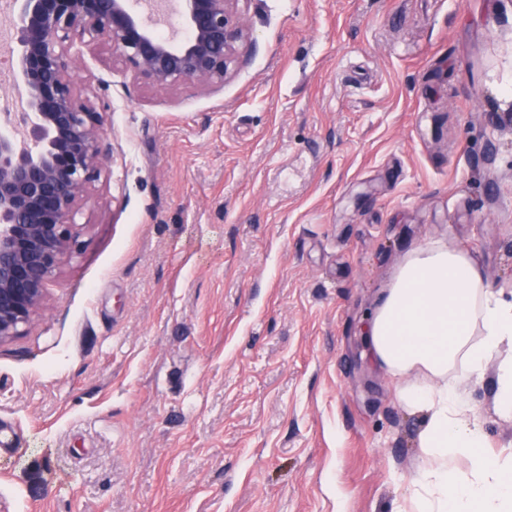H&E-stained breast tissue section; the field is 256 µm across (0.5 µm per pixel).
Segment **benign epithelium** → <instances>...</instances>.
I'll return each instance as SVG.
<instances>
[{"mask_svg":"<svg viewBox=\"0 0 512 512\" xmlns=\"http://www.w3.org/2000/svg\"><path fill=\"white\" fill-rule=\"evenodd\" d=\"M187 30L173 43L133 0H10L13 82L24 111L0 114V344L20 335L76 247L80 205L109 152L103 113L83 99L69 42L105 44L133 79L173 92L221 85L247 59L242 0H177Z\"/></svg>","mask_w":512,"mask_h":512,"instance_id":"7a95c632","label":"benign epithelium"}]
</instances>
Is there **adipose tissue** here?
I'll list each match as a JSON object with an SVG mask.
<instances>
[{
	"label": "adipose tissue",
	"instance_id": "ef3b65f1",
	"mask_svg": "<svg viewBox=\"0 0 512 512\" xmlns=\"http://www.w3.org/2000/svg\"><path fill=\"white\" fill-rule=\"evenodd\" d=\"M374 363L400 400L423 413L411 512H512V454L486 451L465 384L495 365L497 415L512 420V290L491 283L476 255L443 241L409 249L366 328Z\"/></svg>",
	"mask_w": 512,
	"mask_h": 512
}]
</instances>
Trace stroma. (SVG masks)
<instances>
[{"mask_svg": "<svg viewBox=\"0 0 512 512\" xmlns=\"http://www.w3.org/2000/svg\"><path fill=\"white\" fill-rule=\"evenodd\" d=\"M175 93L74 40L110 156L78 249L0 344V512H401L423 415L365 339L442 239L512 289V0H243ZM494 370L468 385L512 449Z\"/></svg>", "mask_w": 512, "mask_h": 512, "instance_id": "35a3bbf8", "label": "stroma"}]
</instances>
